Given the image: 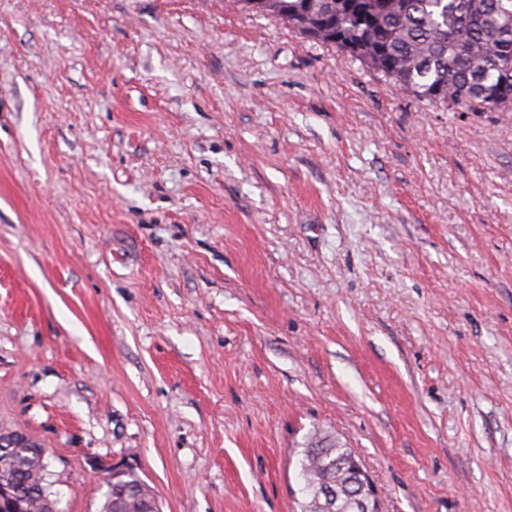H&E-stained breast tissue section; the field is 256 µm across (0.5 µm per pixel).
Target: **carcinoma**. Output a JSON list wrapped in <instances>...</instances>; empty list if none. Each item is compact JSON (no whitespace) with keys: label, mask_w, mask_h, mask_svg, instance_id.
I'll use <instances>...</instances> for the list:
<instances>
[{"label":"carcinoma","mask_w":512,"mask_h":512,"mask_svg":"<svg viewBox=\"0 0 512 512\" xmlns=\"http://www.w3.org/2000/svg\"><path fill=\"white\" fill-rule=\"evenodd\" d=\"M276 16L305 37L322 44L359 48L351 57L382 78L432 106L450 112L512 111V33L500 38V25L512 20V0H279ZM353 452L327 437L301 451L300 470L309 500L316 506L320 483L336 493L335 512L345 507L356 486L339 464ZM17 488L15 502L0 501V512H39L50 494L46 472L26 448L0 452V481ZM101 512H159L139 476L128 472L106 487Z\"/></svg>","instance_id":"cac0c4a2"}]
</instances>
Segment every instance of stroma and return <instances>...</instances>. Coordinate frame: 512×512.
Here are the masks:
<instances>
[{"label":"stroma","instance_id":"1","mask_svg":"<svg viewBox=\"0 0 512 512\" xmlns=\"http://www.w3.org/2000/svg\"><path fill=\"white\" fill-rule=\"evenodd\" d=\"M59 512H512V112L236 0H0V434ZM300 470L305 479L310 501L301 505L302 512H327L316 506L317 493L320 483L328 482L336 493L334 512H349L345 507L349 496L354 493L356 486L350 482L351 476L346 470H341L339 464L348 457H355L350 448L339 442L324 437H315L301 451ZM356 458V457H355ZM354 469L357 472V475L360 480V485L362 490L367 492L369 498H355L351 500L349 503V507L352 511L355 512H368V505L366 499H374L377 503H380L379 495L376 486L370 479L369 475L366 473L364 468L360 465V462L357 460L354 461ZM112 481V475L106 477V482ZM105 501L101 512H159L155 498L150 494L145 483L131 472L116 477L112 481V488L106 484ZM130 485L138 487L133 492ZM112 499V503H111Z\"/></svg>","mask_w":512,"mask_h":512}]
</instances>
